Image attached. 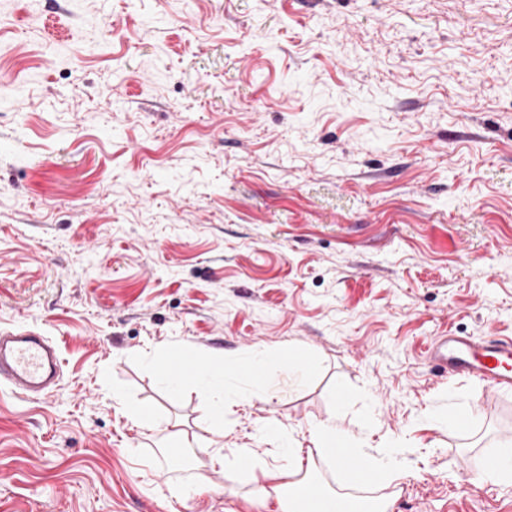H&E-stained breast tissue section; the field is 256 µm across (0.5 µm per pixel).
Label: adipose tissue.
Returning a JSON list of instances; mask_svg holds the SVG:
<instances>
[{
	"label": "adipose tissue",
	"mask_w": 512,
	"mask_h": 512,
	"mask_svg": "<svg viewBox=\"0 0 512 512\" xmlns=\"http://www.w3.org/2000/svg\"><path fill=\"white\" fill-rule=\"evenodd\" d=\"M168 355H161L157 361L160 374L172 388L181 387L186 381L205 383L215 377H224L227 374L241 369H248L252 383L251 397L264 400L274 395L279 387H288L289 391L303 388L307 382L310 371L315 365L314 355L299 344H291L273 351H253L244 358L225 363L221 367L202 360H195V369L188 374H175L167 369ZM263 430L274 435L280 442V457L282 467L266 471L265 485H262L263 494L276 495L281 504V512H296V498L294 492L297 488L293 483V476L297 475L302 465L298 451L293 446V438L287 431L281 430L277 419H268Z\"/></svg>",
	"instance_id": "ef3b65f1"
}]
</instances>
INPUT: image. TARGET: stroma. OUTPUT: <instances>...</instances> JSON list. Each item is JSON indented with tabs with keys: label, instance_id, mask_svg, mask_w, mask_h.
Wrapping results in <instances>:
<instances>
[{
	"label": "stroma",
	"instance_id": "obj_1",
	"mask_svg": "<svg viewBox=\"0 0 512 512\" xmlns=\"http://www.w3.org/2000/svg\"><path fill=\"white\" fill-rule=\"evenodd\" d=\"M0 330L65 362L45 397L0 387V512H280L250 470L224 491L236 449L276 465L271 417L304 449L330 420L372 454L404 436L387 486L315 459L328 491L512 512L474 479L512 391L426 360L512 336V0H0ZM290 343L305 387L228 375L220 425L214 386L156 368Z\"/></svg>",
	"mask_w": 512,
	"mask_h": 512
}]
</instances>
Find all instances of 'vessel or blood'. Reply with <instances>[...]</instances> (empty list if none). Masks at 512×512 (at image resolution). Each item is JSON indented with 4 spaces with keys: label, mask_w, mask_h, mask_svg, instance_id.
I'll return each mask as SVG.
<instances>
[{
    "label": "vessel or blood",
    "mask_w": 512,
    "mask_h": 512,
    "mask_svg": "<svg viewBox=\"0 0 512 512\" xmlns=\"http://www.w3.org/2000/svg\"><path fill=\"white\" fill-rule=\"evenodd\" d=\"M427 359L432 371L479 384L486 393L512 389V336H438L427 347ZM61 374L59 350L48 337L33 330L0 332L1 386L22 397H39L55 389ZM334 454L346 481L371 482L352 449L338 448Z\"/></svg>",
    "instance_id": "vessel-or-blood-1"
}]
</instances>
